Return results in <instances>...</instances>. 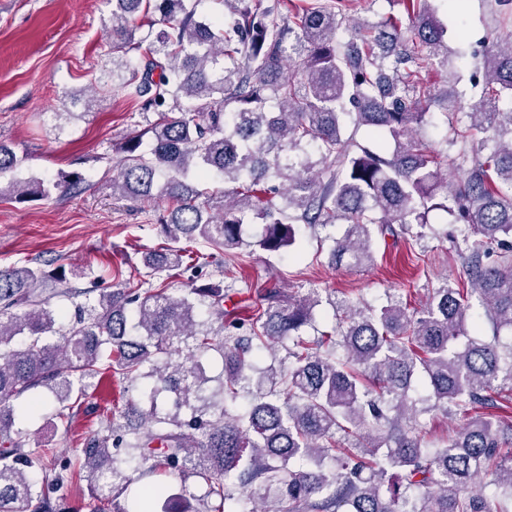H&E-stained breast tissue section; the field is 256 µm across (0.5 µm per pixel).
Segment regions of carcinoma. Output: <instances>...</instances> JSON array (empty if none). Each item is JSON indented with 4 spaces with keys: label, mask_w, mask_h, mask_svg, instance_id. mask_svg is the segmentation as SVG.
<instances>
[{
    "label": "carcinoma",
    "mask_w": 512,
    "mask_h": 512,
    "mask_svg": "<svg viewBox=\"0 0 512 512\" xmlns=\"http://www.w3.org/2000/svg\"><path fill=\"white\" fill-rule=\"evenodd\" d=\"M188 0H114L112 80L151 112L119 147L109 186L115 199H165L169 246L142 255L155 275L207 265L199 246L278 254L294 225L343 226L331 263L374 264V233L407 234L433 210L462 224L457 251L466 286L443 280L412 311L400 298L334 305L333 332L302 330L318 290L291 296L272 286L244 316L224 311L230 288H154L126 280L79 291L65 269L0 270V512H55L46 486L87 481L91 512H509L512 428L475 414L512 387V39L490 38L472 62L477 101L451 123V144L471 164L459 178L429 148L431 93L420 78L448 57V27L431 0H398L408 19L373 36L345 23V0H316L284 16L251 0H218L230 18L199 19ZM140 24H135L136 20ZM146 45L134 61V45ZM365 128L390 148L355 142ZM25 158L0 144V199L47 197L82 182L18 178ZM218 180L221 191L200 187ZM250 224L262 225L252 240ZM84 297L67 319L63 301ZM493 326L471 335L470 299ZM293 342L286 367L248 359ZM220 348L224 376L205 365ZM343 356L335 358L336 348ZM143 381L107 433L81 442L60 468L14 428L24 394L48 390L67 417L94 379ZM422 380L429 395L408 391ZM248 396L230 415L224 400ZM442 409L468 417L446 444L424 446L417 415ZM164 472L183 483L121 495ZM492 476L494 491L478 484ZM206 485L196 510L184 483ZM390 498H385L383 487ZM161 510H156V507Z\"/></svg>",
    "instance_id": "obj_1"
}]
</instances>
